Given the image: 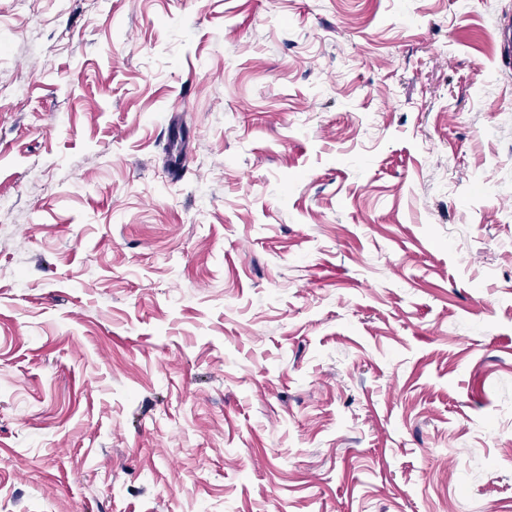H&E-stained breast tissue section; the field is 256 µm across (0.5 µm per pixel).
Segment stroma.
<instances>
[{
	"mask_svg": "<svg viewBox=\"0 0 512 512\" xmlns=\"http://www.w3.org/2000/svg\"><path fill=\"white\" fill-rule=\"evenodd\" d=\"M512 0H0V512H512Z\"/></svg>",
	"mask_w": 512,
	"mask_h": 512,
	"instance_id": "stroma-1",
	"label": "stroma"
}]
</instances>
